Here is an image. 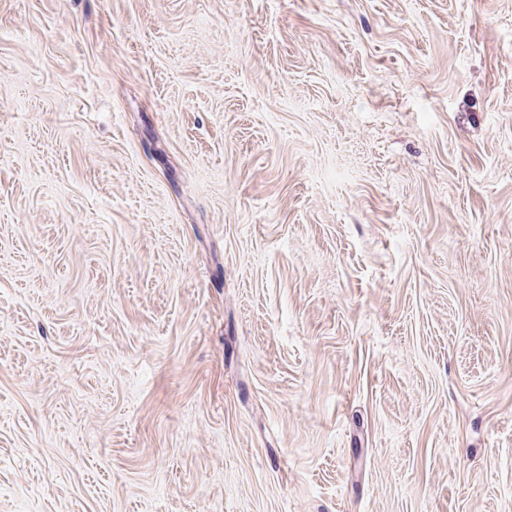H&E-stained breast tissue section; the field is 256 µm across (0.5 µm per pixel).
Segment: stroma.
<instances>
[{"label": "stroma", "instance_id": "stroma-1", "mask_svg": "<svg viewBox=\"0 0 512 512\" xmlns=\"http://www.w3.org/2000/svg\"><path fill=\"white\" fill-rule=\"evenodd\" d=\"M0 512H512V0H0Z\"/></svg>", "mask_w": 512, "mask_h": 512}]
</instances>
